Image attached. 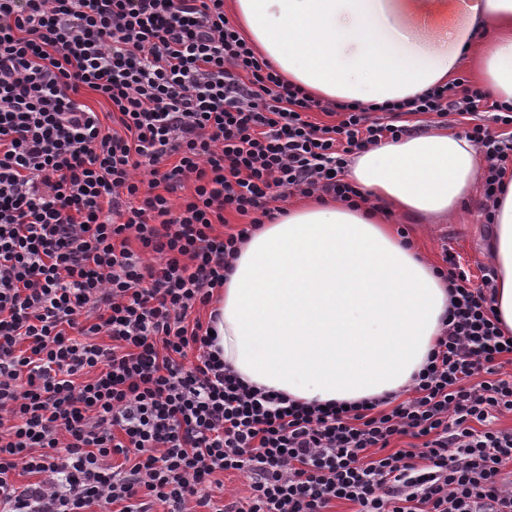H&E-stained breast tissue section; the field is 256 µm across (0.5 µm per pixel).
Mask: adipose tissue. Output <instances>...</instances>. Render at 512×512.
<instances>
[{
	"label": "adipose tissue",
	"mask_w": 512,
	"mask_h": 512,
	"mask_svg": "<svg viewBox=\"0 0 512 512\" xmlns=\"http://www.w3.org/2000/svg\"><path fill=\"white\" fill-rule=\"evenodd\" d=\"M246 33L288 81L365 106L456 76L462 59L512 104V0H234ZM483 172L465 137L434 128L370 147L348 177L370 206L287 212L242 245L217 304V343L246 382L307 402L409 385L435 343L448 288L378 207L450 218ZM491 206L494 309L512 333V172Z\"/></svg>",
	"instance_id": "1"
}]
</instances>
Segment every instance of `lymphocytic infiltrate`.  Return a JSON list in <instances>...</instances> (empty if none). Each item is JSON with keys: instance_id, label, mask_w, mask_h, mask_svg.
<instances>
[{"instance_id": "obj_1", "label": "lymphocytic infiltrate", "mask_w": 512, "mask_h": 512, "mask_svg": "<svg viewBox=\"0 0 512 512\" xmlns=\"http://www.w3.org/2000/svg\"><path fill=\"white\" fill-rule=\"evenodd\" d=\"M484 98L457 78L376 116L322 103L224 0H0V512H512V428L492 425L512 414V335L454 256L401 401L246 384L193 315L272 201L354 204L351 157L403 116L469 117L496 198L512 138L478 123ZM229 212L245 227L216 233ZM230 471L248 496L215 498Z\"/></svg>"}]
</instances>
